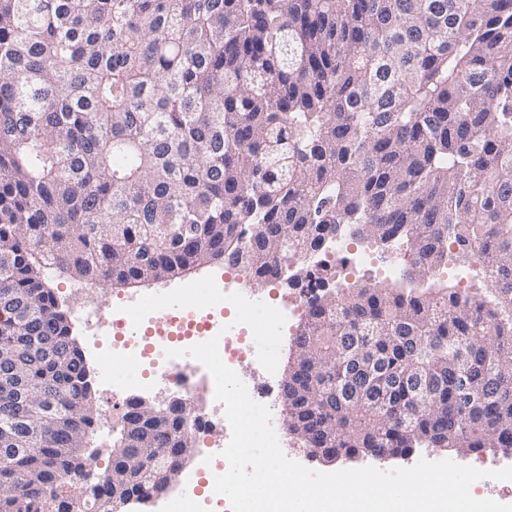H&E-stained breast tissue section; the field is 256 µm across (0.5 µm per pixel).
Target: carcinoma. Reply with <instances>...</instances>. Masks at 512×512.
I'll return each instance as SVG.
<instances>
[{
    "mask_svg": "<svg viewBox=\"0 0 512 512\" xmlns=\"http://www.w3.org/2000/svg\"><path fill=\"white\" fill-rule=\"evenodd\" d=\"M348 227L412 283L478 255L511 315L448 287L313 300L304 445L511 450L512 0H0V512L60 496L94 432L47 270L129 286L243 252L260 285ZM189 417L129 402L121 456Z\"/></svg>",
    "mask_w": 512,
    "mask_h": 512,
    "instance_id": "1",
    "label": "carcinoma"
}]
</instances>
